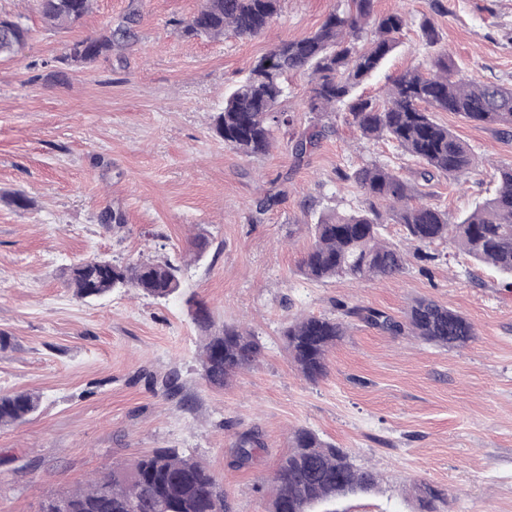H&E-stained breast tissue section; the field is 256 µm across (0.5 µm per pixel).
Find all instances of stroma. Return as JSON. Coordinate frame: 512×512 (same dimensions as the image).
I'll list each match as a JSON object with an SVG mask.
<instances>
[{
	"mask_svg": "<svg viewBox=\"0 0 512 512\" xmlns=\"http://www.w3.org/2000/svg\"><path fill=\"white\" fill-rule=\"evenodd\" d=\"M130 0H93L80 25L49 27L34 0H0L30 38L0 59V393L33 391L39 410L0 426V512H41L43 501L84 486L95 473L156 448L202 460L233 512H268L271 479L298 429L346 451L379 484L318 504L316 512H421L425 487L447 495L439 512H512V286L452 241L409 256L394 279L314 281L300 266L320 214L363 199L351 180L379 163L416 181L420 163L392 143L361 137L346 110L303 158L292 140L316 123L309 78L289 76L280 108L290 126L269 153L245 156L211 129L224 98L273 45L316 30L346 0H281L260 35L189 38L176 20L202 0H140L137 38L111 60L63 65L69 44L121 20ZM401 11L400 44L361 92L383 98L415 68L434 70L448 52L457 78L512 87V0H375ZM430 21L436 46L420 31ZM435 120L473 150L461 180L424 185L429 203L455 218L494 191L512 163V133L452 112ZM23 192L29 204L9 203ZM123 224L104 223L109 212ZM210 241L194 261L197 232ZM89 257L124 264L167 259L184 286L169 300L112 293L83 300L64 273ZM427 298L466 316L475 338L443 348L393 336L357 317L327 356L328 374L305 379L283 333L308 315L338 317L339 304L404 320ZM204 304L216 325L251 330L262 354L224 387L206 383L198 359ZM178 377L180 391L162 385ZM259 431L245 466L236 441Z\"/></svg>",
	"mask_w": 512,
	"mask_h": 512,
	"instance_id": "35a3bbf8",
	"label": "stroma"
}]
</instances>
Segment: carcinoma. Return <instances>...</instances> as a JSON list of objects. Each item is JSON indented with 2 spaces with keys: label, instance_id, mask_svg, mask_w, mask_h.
I'll list each match as a JSON object with an SVG mask.
<instances>
[{
  "label": "carcinoma",
  "instance_id": "carcinoma-1",
  "mask_svg": "<svg viewBox=\"0 0 512 512\" xmlns=\"http://www.w3.org/2000/svg\"><path fill=\"white\" fill-rule=\"evenodd\" d=\"M40 13L54 27L78 25L91 0H36ZM280 0H204L199 11L175 25L187 37L241 39L262 33L278 15ZM139 11L136 4L114 27L67 47L60 62L88 65L112 57V50L131 44ZM407 25L397 12L378 13L375 0H348L343 11L331 12L310 35L285 40L256 60L248 77L224 99V110L214 118L213 130L228 147L246 155L269 152L275 129L287 122L278 110L290 73L310 77L308 106L312 112L333 113L345 106L351 122L366 139H386L422 161L420 178H460L475 167L469 145L437 124L434 112H454L464 119L512 128V89L495 84H467L455 79V61L447 54L436 60V72L424 76L407 71L388 90L379 105L355 95L399 45ZM28 28L9 17L0 18V58L14 54L27 40ZM320 135L305 132L293 143L303 157ZM342 178L354 181L364 199L349 213L323 214L310 225L313 244L301 262L309 279L348 276L358 281L394 278L406 268V254L382 238L386 220L379 206L387 203L392 221L404 227L406 240L419 251L437 241L453 239L475 261L512 279V163L496 172L491 198L465 218L453 222L448 213L427 202L410 203L417 189L385 165L373 164ZM181 267L169 260L115 264L104 258L84 260L71 268L67 281L77 297L92 299L115 290H134L168 299L181 288ZM351 314L394 335L409 333L427 344L457 347L476 336L462 314L438 303L419 299L405 321L362 309ZM194 320L208 335L200 354L201 376L212 386H226L239 372L254 365L262 345L256 336L234 325L215 327L201 303ZM339 318L306 316L284 332L289 353L302 375L316 381L327 373V353L345 336ZM40 397L27 391L0 394V426L20 424L38 410ZM260 445L258 432L240 433L237 461L252 460ZM270 512H313L315 505L355 492L373 489L377 474L354 465L340 448L322 441L310 430L294 433L292 448L273 477ZM445 493L426 488L422 512H438ZM42 512H232L224 487L207 466L192 455L158 448L125 468H112L94 477L84 489L47 498Z\"/></svg>",
  "mask_w": 512,
  "mask_h": 512
}]
</instances>
